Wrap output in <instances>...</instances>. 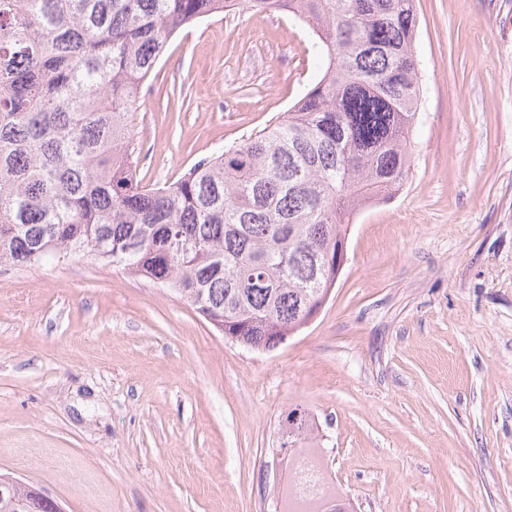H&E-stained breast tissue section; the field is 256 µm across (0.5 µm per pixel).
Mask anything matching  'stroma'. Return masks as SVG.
<instances>
[{
    "instance_id": "stroma-1",
    "label": "stroma",
    "mask_w": 512,
    "mask_h": 512,
    "mask_svg": "<svg viewBox=\"0 0 512 512\" xmlns=\"http://www.w3.org/2000/svg\"><path fill=\"white\" fill-rule=\"evenodd\" d=\"M416 8L409 173L354 217L328 301L274 350L118 266L0 267V472L65 512H282L299 406L357 512H512V0ZM315 73L285 13L179 31L132 116L138 179L242 143Z\"/></svg>"
}]
</instances>
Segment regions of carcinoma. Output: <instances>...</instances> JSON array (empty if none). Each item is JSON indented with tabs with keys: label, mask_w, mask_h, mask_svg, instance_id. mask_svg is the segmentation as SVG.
Instances as JSON below:
<instances>
[{
	"label": "carcinoma",
	"mask_w": 512,
	"mask_h": 512,
	"mask_svg": "<svg viewBox=\"0 0 512 512\" xmlns=\"http://www.w3.org/2000/svg\"><path fill=\"white\" fill-rule=\"evenodd\" d=\"M239 6L311 30L315 83L242 144L142 185L130 116L144 81L171 36ZM417 27L415 0H0V266L120 265L241 345L277 347L325 294L351 218L407 177ZM297 412L288 512L351 507ZM29 498L6 493L0 512H54Z\"/></svg>",
	"instance_id": "cac0c4a2"
}]
</instances>
